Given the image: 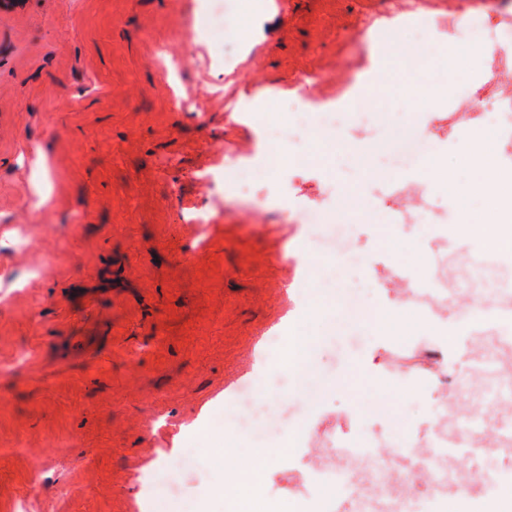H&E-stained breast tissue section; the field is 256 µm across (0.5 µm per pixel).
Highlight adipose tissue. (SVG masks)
<instances>
[{
	"label": "adipose tissue",
	"instance_id": "adipose-tissue-1",
	"mask_svg": "<svg viewBox=\"0 0 512 512\" xmlns=\"http://www.w3.org/2000/svg\"><path fill=\"white\" fill-rule=\"evenodd\" d=\"M459 154L463 163L476 177L468 186L470 194L483 197L487 210L482 217L461 212V232L480 240L487 248L512 254V170L502 168L491 145L479 135L464 136ZM232 423H225L223 430L210 435L212 458L224 474L208 490L212 499L223 501L225 512H247V497L260 486L266 471L277 461L297 453L298 433L272 448L244 450L242 455L224 451V436L232 432Z\"/></svg>",
	"mask_w": 512,
	"mask_h": 512
}]
</instances>
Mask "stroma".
<instances>
[{"instance_id":"1","label":"stroma","mask_w":512,"mask_h":512,"mask_svg":"<svg viewBox=\"0 0 512 512\" xmlns=\"http://www.w3.org/2000/svg\"><path fill=\"white\" fill-rule=\"evenodd\" d=\"M223 28L199 34L201 0H24L0 7V362L18 352L19 373L0 376V512H155L165 498L181 512H223L206 500L220 474L200 427L237 420V394L256 388L254 359L274 331L308 319L313 371L289 389L270 429L226 437L225 450L270 447L299 425L361 439L379 430L389 447L424 434L439 407L436 383L388 368L416 354L415 340L441 343V310L421 326L401 293L408 278L440 273L462 285L460 208L485 201L460 194L471 171L458 141L489 138L512 167V112L496 124L455 119V93L418 102L403 88L432 66L464 70L473 93L512 95V71L493 76L463 0H440L458 17L453 46L416 43L406 0H226ZM380 16L383 41L364 24ZM183 59L171 100L158 47ZM377 91L376 119L335 129L333 146L300 177L280 170L292 206L279 196L225 194L220 153L263 145L248 120L281 121L288 97L310 109H363ZM430 119L429 149L451 176L430 187L418 164L377 157L357 143L393 142V130ZM376 202L364 220L340 213L344 193ZM50 191L35 224H13L22 204ZM346 224L363 265L304 263L307 210ZM427 209L428 224L399 214ZM212 212L207 239L187 213ZM59 227L51 237L47 226ZM372 360L373 370L357 363ZM41 476L30 491L33 476ZM292 466L267 471L258 502L308 512L291 489Z\"/></svg>"}]
</instances>
